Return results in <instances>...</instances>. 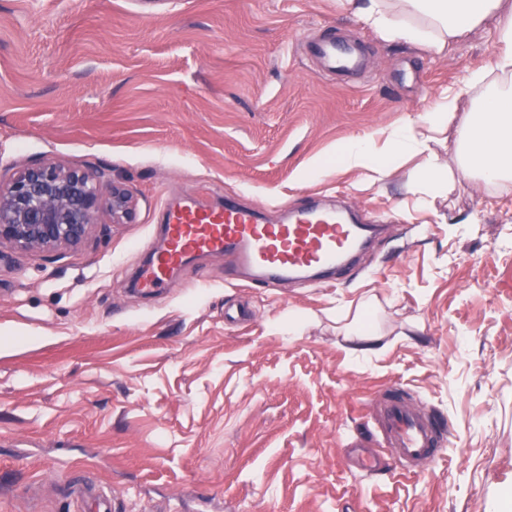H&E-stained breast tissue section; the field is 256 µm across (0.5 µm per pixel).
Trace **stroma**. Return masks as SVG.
Returning <instances> with one entry per match:
<instances>
[{"instance_id": "stroma-1", "label": "stroma", "mask_w": 512, "mask_h": 512, "mask_svg": "<svg viewBox=\"0 0 512 512\" xmlns=\"http://www.w3.org/2000/svg\"><path fill=\"white\" fill-rule=\"evenodd\" d=\"M323 37L361 69L324 74ZM496 58L490 29L436 55L336 0H0V179L50 159L138 200L77 249L0 246V512H76L79 488L121 512H490L512 489V190L455 173L418 209L414 158L382 181L299 176ZM188 196L385 230L334 288L228 285L210 255L134 288ZM365 297L381 342L357 359L336 320ZM395 387L452 437L369 480L347 448Z\"/></svg>"}]
</instances>
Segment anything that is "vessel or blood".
I'll use <instances>...</instances> for the list:
<instances>
[{"label": "vessel or blood", "mask_w": 512, "mask_h": 512, "mask_svg": "<svg viewBox=\"0 0 512 512\" xmlns=\"http://www.w3.org/2000/svg\"><path fill=\"white\" fill-rule=\"evenodd\" d=\"M311 55L334 75L360 64L354 44L330 39L313 43ZM164 228V245L138 275L141 288L149 291L164 288L187 257L199 254L223 256L228 283L244 276L273 287L311 273L332 282L346 272L349 257L361 245L356 225L343 223L330 209L288 210L281 221L266 224L232 201L204 207L186 200L167 209ZM376 425L390 455L407 470L431 462L444 447L437 424L397 393L378 403ZM354 445L359 449L354 467L366 474L379 470V457L368 451V436L358 435Z\"/></svg>", "instance_id": "1"}]
</instances>
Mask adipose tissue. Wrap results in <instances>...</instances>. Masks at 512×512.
<instances>
[{
  "instance_id": "obj_1",
  "label": "adipose tissue",
  "mask_w": 512,
  "mask_h": 512,
  "mask_svg": "<svg viewBox=\"0 0 512 512\" xmlns=\"http://www.w3.org/2000/svg\"><path fill=\"white\" fill-rule=\"evenodd\" d=\"M407 2L414 14L426 18V25L392 15L385 0H338L342 9L359 14L386 41L419 44L436 54L443 52L448 41L492 26L498 47L496 70H473L467 80L468 88L482 89V96L471 112L462 114L460 92L445 91L428 112L406 115L383 136L358 135L337 143L335 162L311 159L302 178L326 176L336 168L369 170L387 177L406 155H420L424 158L423 193L416 203L429 206L433 197L447 189L448 173L430 154L428 141L431 133L454 125L459 134L458 172L487 185L512 187V86L501 82L512 74V12L504 11L502 0Z\"/></svg>"
}]
</instances>
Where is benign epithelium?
Returning a JSON list of instances; mask_svg holds the SVG:
<instances>
[{
    "label": "benign epithelium",
    "instance_id": "1",
    "mask_svg": "<svg viewBox=\"0 0 512 512\" xmlns=\"http://www.w3.org/2000/svg\"><path fill=\"white\" fill-rule=\"evenodd\" d=\"M136 209L119 181L106 189L88 170L54 162L25 167L0 184V244L26 254L74 248L96 226L131 223Z\"/></svg>",
    "mask_w": 512,
    "mask_h": 512
}]
</instances>
